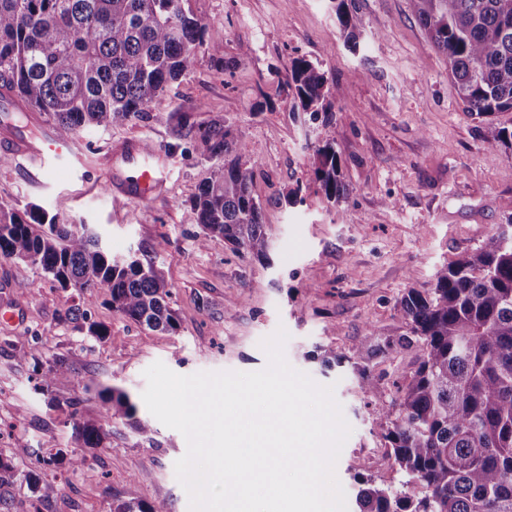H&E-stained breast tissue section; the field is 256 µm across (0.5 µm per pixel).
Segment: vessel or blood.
<instances>
[{"mask_svg":"<svg viewBox=\"0 0 512 512\" xmlns=\"http://www.w3.org/2000/svg\"><path fill=\"white\" fill-rule=\"evenodd\" d=\"M0 141L8 143L18 171L34 189L43 187L49 163L65 167L78 158L73 139L60 137L47 129L37 136L24 137L17 133L14 125L5 122L0 124ZM168 161L166 153L146 151L134 140L106 153L110 177L121 185L127 197L134 200H148L160 193Z\"/></svg>","mask_w":512,"mask_h":512,"instance_id":"vessel-or-blood-1","label":"vessel or blood"}]
</instances>
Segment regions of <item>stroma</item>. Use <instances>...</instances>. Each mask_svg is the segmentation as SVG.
<instances>
[{"instance_id": "1", "label": "stroma", "mask_w": 512, "mask_h": 512, "mask_svg": "<svg viewBox=\"0 0 512 512\" xmlns=\"http://www.w3.org/2000/svg\"><path fill=\"white\" fill-rule=\"evenodd\" d=\"M189 5L206 26L207 46L175 88L152 103L147 119L81 131L87 166L50 169L38 191L14 165L0 166V204L40 206L64 223L89 225L116 257L154 261L172 287L179 328L151 331L101 301L92 317L111 337L93 340L79 322L63 319L80 302L76 292L30 263L0 258V304L21 313L18 322L0 325V457H14L22 472L41 471L43 457L73 447L70 401L99 415L100 388L118 387L141 400L144 372L157 361L180 375L263 370L268 357L260 343L282 327L287 362L333 386L352 428L335 472L348 512H355V475L381 486L400 482L380 421L395 415L392 384L410 376L421 352L398 348L370 362L383 388L373 401L362 398L348 367H322L316 354L331 345L352 356L369 329L405 333L396 308L405 290L431 288L441 265L484 244L512 215V150L491 140L487 122L463 112L448 62L408 0H351L362 21L355 53L344 43L332 0ZM211 45L220 47L223 64L211 58ZM297 57L343 89L331 111H303L284 91ZM174 112L198 122L224 116L247 141L244 160L253 168L251 189L270 237L269 263L220 238L198 248L190 201L207 165L185 151ZM328 129L346 188L336 203L327 202L308 161ZM127 137L169 155L163 198L118 204L106 180L88 173L99 147ZM163 239L168 245L157 251ZM31 346L47 358L64 356L76 374L57 382L52 397L34 389V363L25 354ZM139 415L151 421L149 437L116 420L106 427L104 448L88 450L96 479L58 467L56 491L44 500L17 481L0 487V512H111L118 500L157 498L168 512H189L174 470L184 455L183 435L151 420L147 408Z\"/></svg>"}]
</instances>
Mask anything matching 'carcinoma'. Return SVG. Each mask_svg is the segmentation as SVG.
Listing matches in <instances>:
<instances>
[{"instance_id": "obj_1", "label": "carcinoma", "mask_w": 512, "mask_h": 512, "mask_svg": "<svg viewBox=\"0 0 512 512\" xmlns=\"http://www.w3.org/2000/svg\"><path fill=\"white\" fill-rule=\"evenodd\" d=\"M189 0H0V89L45 112L57 133L108 129L141 120L148 105L195 64L206 27ZM434 48L448 60L464 112L488 118L512 112V0H409ZM336 17L352 50L361 19L348 0ZM285 87L305 112H326L343 94L304 57L292 60ZM179 138L208 163V175L190 204L197 245L214 237L256 260L269 262L262 210L252 194V168L242 163L245 141L224 118L195 123L174 114ZM311 164L329 201L344 196L335 139L324 133ZM0 258L36 266L60 288L79 294V319L98 341L111 336L92 320L100 298L124 319L174 332L171 286L154 262L112 255L85 224H59L38 206L23 213L0 205ZM396 307L408 331L367 332L354 347L352 370L364 398L382 393L369 362L393 348L418 347L414 372L396 385L398 413L385 418V439L404 488H381L355 474L356 512H512V216L476 250L442 265L432 288L407 289ZM71 369L54 358L36 389L44 395ZM103 416L72 413L74 450L69 465L86 478L96 471L84 449L101 448L105 425L120 419L146 436L131 396L98 390ZM13 460L0 457V487L17 481ZM26 479L41 498L56 490L46 476ZM112 512H167L163 500L112 504Z\"/></svg>"}]
</instances>
